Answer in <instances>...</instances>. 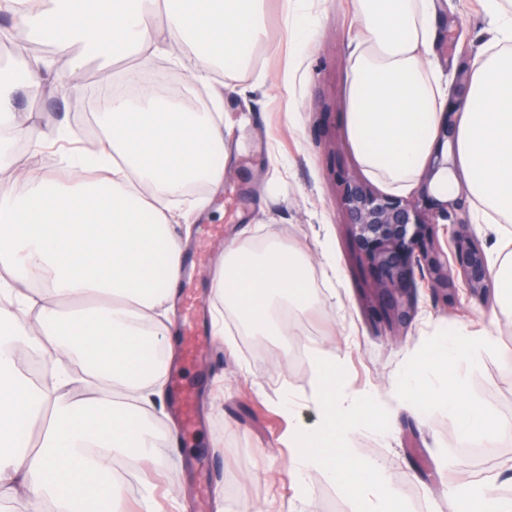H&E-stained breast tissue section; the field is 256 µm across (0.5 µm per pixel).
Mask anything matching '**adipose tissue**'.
Wrapping results in <instances>:
<instances>
[{"mask_svg": "<svg viewBox=\"0 0 512 512\" xmlns=\"http://www.w3.org/2000/svg\"><path fill=\"white\" fill-rule=\"evenodd\" d=\"M497 45L475 58L456 154L481 211L512 222V12L485 0ZM264 0H0L35 36L51 32L71 76L119 60L194 58L191 82L208 85L215 61L240 63L266 39ZM360 37L350 55L348 142L364 171L395 191L420 176L440 121V79L423 52L438 36L440 0H355ZM133 94L113 95L95 151L65 153L61 182L19 169L17 138L64 141L18 113L16 88L48 79L40 59L0 70V498L52 501L57 512H124L115 460L136 464L170 433L147 426L165 405L174 359L176 286L187 237L173 225L202 212L192 182L217 189L229 153L224 97L184 112L124 70ZM310 261L268 234L261 250L236 241L212 278L211 296L244 316L249 336L287 338L281 308L316 300ZM48 354L50 381L18 368L23 350ZM452 512H512L489 484L448 489Z\"/></svg>", "mask_w": 512, "mask_h": 512, "instance_id": "ef3b65f1", "label": "adipose tissue"}]
</instances>
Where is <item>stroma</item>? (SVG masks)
Returning a JSON list of instances; mask_svg holds the SVG:
<instances>
[{"label":"stroma","mask_w":512,"mask_h":512,"mask_svg":"<svg viewBox=\"0 0 512 512\" xmlns=\"http://www.w3.org/2000/svg\"><path fill=\"white\" fill-rule=\"evenodd\" d=\"M445 2L460 21L470 56L490 48L494 33L481 0ZM307 18L316 25L308 41L300 35ZM264 24L266 44L234 70L219 66L213 72L215 84L224 87L229 159L223 187L203 191L207 206L191 226L187 251L207 258L196 277L198 292L206 298L224 253L206 235L205 225L223 226L229 242L244 228L256 240L274 231L307 252L322 302L306 314H286L292 340L305 346L304 354L291 362L284 359L277 337L239 332L229 312L224 328L235 337V351L207 332L200 336L197 360L184 367L200 425L182 437L181 452L161 445L135 469L137 490L126 495L132 512L150 507L198 512L196 491L205 481L214 490L212 512H325L331 503L339 512H353V504L318 471L306 476L305 500L295 498L288 420L310 427L319 422L314 355L321 349L339 354L345 391L371 390L384 398L405 362L438 331L458 325L495 336L497 354H483L468 377L475 395L512 421V363L506 360L512 354V310L503 309L493 319L486 314L497 286L473 295L459 285L444 297L418 289L416 314L403 328L371 317L376 284L352 249L335 178L339 169L363 173L344 121L357 30L353 0H266ZM43 58L52 64V79L38 96L19 91L18 109L37 115L46 129L67 124L74 141L94 147L103 104L92 90L99 80L95 69L71 81L59 54L50 50ZM146 71L159 81L163 98L189 112L211 111L208 88L190 86L186 68L156 57ZM431 188L466 196V232L486 258H493L501 229L483 223L467 197L461 170L449 171L445 181H432ZM286 393L295 400L290 415L279 407ZM355 446L394 477L411 512H449V486L470 478L474 466L490 467L494 484L512 479V443L484 453L466 451L441 410L422 419L400 412L387 435L363 432ZM229 479L235 483L231 493L225 490Z\"/></svg>","instance_id":"obj_1"}]
</instances>
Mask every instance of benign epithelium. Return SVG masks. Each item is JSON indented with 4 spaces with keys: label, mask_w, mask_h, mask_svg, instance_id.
<instances>
[{
    "label": "benign epithelium",
    "mask_w": 512,
    "mask_h": 512,
    "mask_svg": "<svg viewBox=\"0 0 512 512\" xmlns=\"http://www.w3.org/2000/svg\"><path fill=\"white\" fill-rule=\"evenodd\" d=\"M443 29L453 44L460 47L455 81L444 119L439 128L438 147L432 154L418 196L404 199L382 194L361 179L343 171L337 173L342 186L341 202L352 227V247L371 271L377 288L375 316L387 323L406 324L416 312V293L422 284L433 293L448 294L455 287L451 268H456L473 294L489 288L490 276L485 256L466 232L463 197H438L431 181L448 168L443 156L444 142L455 144L458 114L462 111L471 82L466 63V46L455 16L442 15ZM451 226L450 241L454 262L435 244L433 226Z\"/></svg>",
    "instance_id": "1"
}]
</instances>
